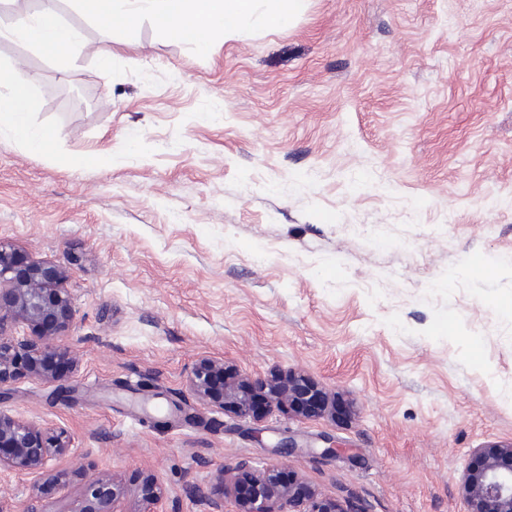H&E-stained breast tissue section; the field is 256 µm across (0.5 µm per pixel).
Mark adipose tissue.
<instances>
[{"label":"adipose tissue","mask_w":512,"mask_h":512,"mask_svg":"<svg viewBox=\"0 0 512 512\" xmlns=\"http://www.w3.org/2000/svg\"><path fill=\"white\" fill-rule=\"evenodd\" d=\"M253 0H77L81 11L99 22L112 36L122 35L136 12L152 15L163 27L208 52L212 41L223 35L247 13ZM0 37L14 39L55 61L66 62L81 42L73 25L59 15L57 0H41L36 14L25 16L0 30ZM34 81L0 69V133L8 132L28 151L50 152L58 135L53 128L30 121Z\"/></svg>","instance_id":"ef3b65f1"}]
</instances>
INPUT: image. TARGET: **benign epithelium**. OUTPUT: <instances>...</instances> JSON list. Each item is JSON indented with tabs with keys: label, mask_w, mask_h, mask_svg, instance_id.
Segmentation results:
<instances>
[{
	"label": "benign epithelium",
	"mask_w": 512,
	"mask_h": 512,
	"mask_svg": "<svg viewBox=\"0 0 512 512\" xmlns=\"http://www.w3.org/2000/svg\"><path fill=\"white\" fill-rule=\"evenodd\" d=\"M66 269L53 263L29 264L20 269L16 252L0 242V388L26 373L46 383L61 379L53 362L73 371L78 358L69 347L56 342L58 332L73 319L70 294L64 288ZM8 322L26 324L30 336L16 340L3 335ZM189 392L202 404L228 407L240 418L260 420L270 409L288 405L309 415H322L333 400L308 378L297 373H273L252 383L222 359L202 357L187 379ZM71 439L60 431L50 435L32 423L0 412V468L42 475L47 462L66 456ZM83 494L71 512H116L126 496L124 485L113 478L84 472ZM223 496L214 497L200 486L192 487L195 497L207 503L210 512H224V498L231 497L236 512H357L351 505L330 501L316 493H306L300 479L284 481L276 465L256 468L243 459L219 471ZM462 489L467 512H512V442L479 448L463 476ZM164 497L154 479L146 478L144 508L136 512H156Z\"/></svg>",
	"instance_id": "obj_1"
}]
</instances>
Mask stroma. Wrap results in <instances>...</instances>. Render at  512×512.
<instances>
[{"label":"stroma","mask_w":512,"mask_h":512,"mask_svg":"<svg viewBox=\"0 0 512 512\" xmlns=\"http://www.w3.org/2000/svg\"><path fill=\"white\" fill-rule=\"evenodd\" d=\"M59 8L85 39L67 68L0 40L59 133L48 156L0 135V240L66 266L79 364L18 375L0 412L74 446L62 485L0 469V501L71 512L78 465L122 512L148 476L165 512H207L188 485L290 436L285 474L325 498L467 512L474 450L512 441V0H299L205 54L148 14L113 39ZM204 355L341 409H211L186 387ZM267 20L272 26L287 23L292 17L298 0H266Z\"/></svg>","instance_id":"obj_1"}]
</instances>
